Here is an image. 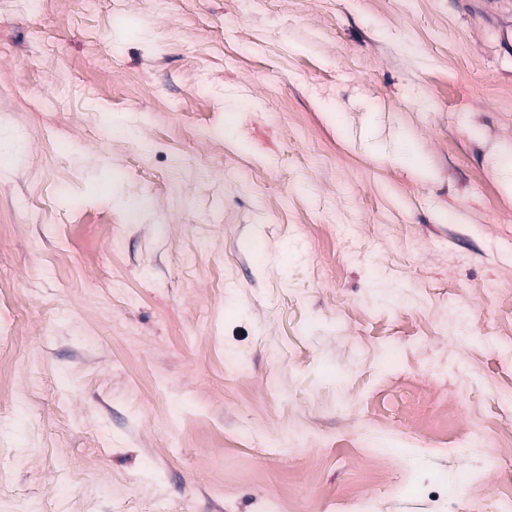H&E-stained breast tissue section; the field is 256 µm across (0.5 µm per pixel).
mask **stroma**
<instances>
[{
	"instance_id": "1",
	"label": "stroma",
	"mask_w": 512,
	"mask_h": 512,
	"mask_svg": "<svg viewBox=\"0 0 512 512\" xmlns=\"http://www.w3.org/2000/svg\"><path fill=\"white\" fill-rule=\"evenodd\" d=\"M510 166L505 0H0V512H490Z\"/></svg>"
}]
</instances>
